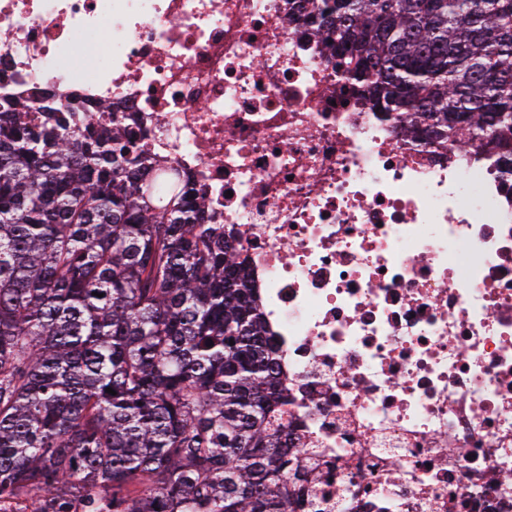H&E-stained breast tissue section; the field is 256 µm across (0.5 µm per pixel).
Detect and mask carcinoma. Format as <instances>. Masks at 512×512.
<instances>
[{
  "instance_id": "carcinoma-1",
  "label": "carcinoma",
  "mask_w": 512,
  "mask_h": 512,
  "mask_svg": "<svg viewBox=\"0 0 512 512\" xmlns=\"http://www.w3.org/2000/svg\"><path fill=\"white\" fill-rule=\"evenodd\" d=\"M308 4L378 111L512 167V0ZM53 111L0 101V512H320L242 251L118 120Z\"/></svg>"
}]
</instances>
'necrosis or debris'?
<instances>
[{
    "label": "necrosis or debris",
    "mask_w": 512,
    "mask_h": 512,
    "mask_svg": "<svg viewBox=\"0 0 512 512\" xmlns=\"http://www.w3.org/2000/svg\"><path fill=\"white\" fill-rule=\"evenodd\" d=\"M300 0H0V98L123 120L249 259L332 512H512V172L338 81Z\"/></svg>",
    "instance_id": "necrosis-or-debris-1"
}]
</instances>
